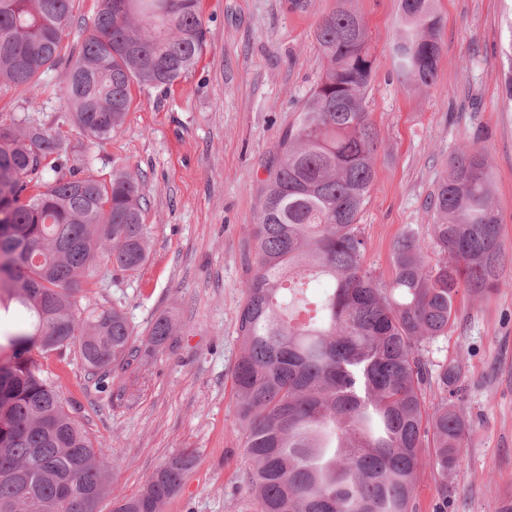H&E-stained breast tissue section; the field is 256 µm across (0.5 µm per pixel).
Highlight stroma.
<instances>
[{"label":"stroma","instance_id":"35a3bbf8","mask_svg":"<svg viewBox=\"0 0 512 512\" xmlns=\"http://www.w3.org/2000/svg\"><path fill=\"white\" fill-rule=\"evenodd\" d=\"M200 0L207 43L198 63L168 89L133 87L122 129L98 143L70 131L80 163L109 178L122 169L145 188L149 258L128 278L101 264L84 285L86 305L120 308L136 336L169 313L170 345L114 365L99 391L77 352L45 361L47 376L73 404L89 435L107 446L112 494L130 497L177 455L195 458L164 512H257L245 486L249 460L237 417L233 370L240 354L236 315L254 259L266 163L322 72L317 23L338 0ZM400 0H354L376 67L367 110L379 134L375 178L361 222L366 264L391 276L393 242L426 234L429 199L467 145L491 165L503 241L512 249V102L502 79L512 71V0H438L441 55L433 86L403 87L391 45ZM63 67L26 92L0 89V114L27 112L50 124L68 109ZM484 298H458L434 359H456L473 429L456 468L440 477L423 461L416 512H485L512 498V267ZM447 482V496L438 485Z\"/></svg>","mask_w":512,"mask_h":512}]
</instances>
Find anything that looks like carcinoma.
Segmentation results:
<instances>
[{"label":"carcinoma","instance_id":"obj_1","mask_svg":"<svg viewBox=\"0 0 512 512\" xmlns=\"http://www.w3.org/2000/svg\"><path fill=\"white\" fill-rule=\"evenodd\" d=\"M74 0H0V86L31 87L61 63ZM200 0H102L61 81L69 111L46 125L0 115V305L27 326L0 361V512H96L112 493L107 454L44 376L43 360L75 349L98 388L112 365L150 355L174 336L162 314L141 346L121 310L77 294L99 262L133 276L148 258L145 196L123 170L105 180L64 171L68 125L103 142L119 131L132 86L168 88L199 60ZM435 0H400L392 51L404 85L427 88L441 54ZM322 74L283 134L251 225L254 266L237 318L233 372L246 486L260 512H416L423 455L448 476L470 420L456 360L428 358L462 293L500 288L508 261L486 155H456L432 201L429 236L393 244L392 274L365 265L361 213L378 134L366 109L375 58L345 3L314 30ZM440 395L426 410L425 388ZM194 456L184 453L113 512H161Z\"/></svg>","mask_w":512,"mask_h":512}]
</instances>
